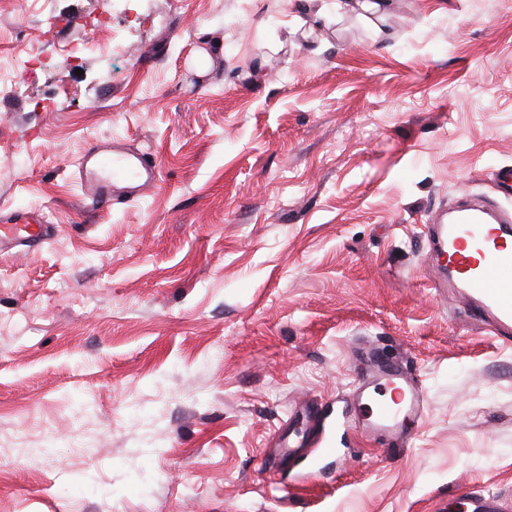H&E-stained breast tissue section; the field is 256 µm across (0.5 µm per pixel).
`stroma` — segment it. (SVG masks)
<instances>
[{
  "mask_svg": "<svg viewBox=\"0 0 512 512\" xmlns=\"http://www.w3.org/2000/svg\"><path fill=\"white\" fill-rule=\"evenodd\" d=\"M20 3L0 0V53L47 66L0 89V208L54 231L0 256V512L512 494V344L439 287L429 237L512 167V0ZM95 142L147 153L156 187L84 212ZM373 355L422 389L409 443L359 430Z\"/></svg>",
  "mask_w": 512,
  "mask_h": 512,
  "instance_id": "35a3bbf8",
  "label": "stroma"
}]
</instances>
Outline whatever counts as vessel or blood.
Here are the masks:
<instances>
[{"label": "vessel or blood", "instance_id": "vessel-or-blood-1", "mask_svg": "<svg viewBox=\"0 0 512 512\" xmlns=\"http://www.w3.org/2000/svg\"><path fill=\"white\" fill-rule=\"evenodd\" d=\"M77 177L88 207L104 209L122 197H134L156 184V167L145 154L89 145L77 162ZM49 235L43 211L0 208V253L22 247L34 250ZM432 236L441 256L440 269L473 312L487 319L492 333L512 340V210L461 203L453 218L436 220ZM377 378L400 384L404 411H383L366 422L367 432L405 436L403 415L420 416L423 398L400 364L379 366Z\"/></svg>", "mask_w": 512, "mask_h": 512}]
</instances>
